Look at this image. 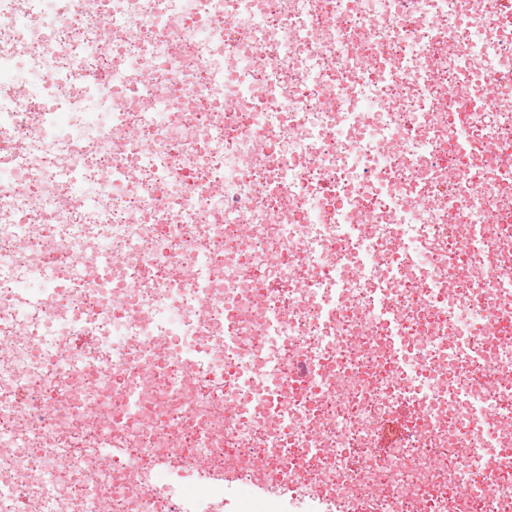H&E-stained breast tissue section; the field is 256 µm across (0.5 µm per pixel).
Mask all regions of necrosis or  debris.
Masks as SVG:
<instances>
[{
	"label": "necrosis or debris",
	"instance_id": "obj_1",
	"mask_svg": "<svg viewBox=\"0 0 512 512\" xmlns=\"http://www.w3.org/2000/svg\"><path fill=\"white\" fill-rule=\"evenodd\" d=\"M499 7L0 0V512H174L190 478L212 512L198 457L274 483L262 512H512ZM405 400L422 415L372 454ZM171 448L191 461L155 481Z\"/></svg>",
	"mask_w": 512,
	"mask_h": 512
}]
</instances>
